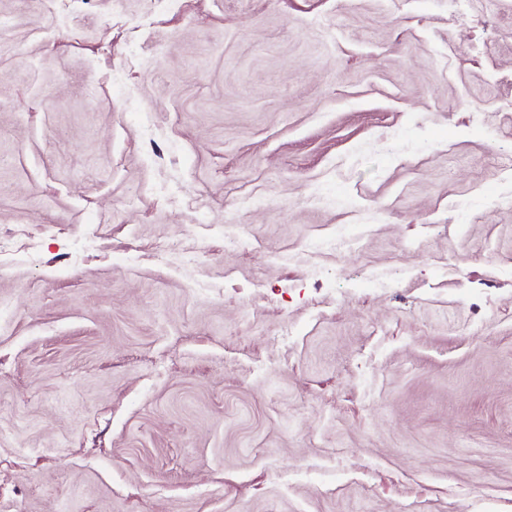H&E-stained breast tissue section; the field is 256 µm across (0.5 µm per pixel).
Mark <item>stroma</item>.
Masks as SVG:
<instances>
[{
  "mask_svg": "<svg viewBox=\"0 0 512 512\" xmlns=\"http://www.w3.org/2000/svg\"><path fill=\"white\" fill-rule=\"evenodd\" d=\"M466 8L0 0V512H512V0Z\"/></svg>",
  "mask_w": 512,
  "mask_h": 512,
  "instance_id": "1",
  "label": "stroma"
}]
</instances>
